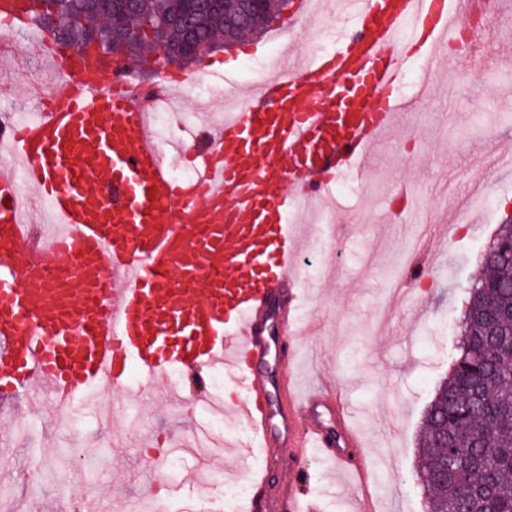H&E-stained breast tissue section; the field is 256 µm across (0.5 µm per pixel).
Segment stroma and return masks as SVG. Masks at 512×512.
Here are the masks:
<instances>
[{
    "mask_svg": "<svg viewBox=\"0 0 512 512\" xmlns=\"http://www.w3.org/2000/svg\"><path fill=\"white\" fill-rule=\"evenodd\" d=\"M300 0H290L269 32L203 54L187 75L212 73L235 86L270 78L281 63L272 34L294 24ZM501 13L487 7L461 60L471 80L452 82L444 94L432 96L419 116L398 117L393 129L368 164L358 190L327 195L322 206L304 217L312 225V249L305 260L311 272L305 289V313L299 330L305 380L324 376L335 382L343 399L364 428L366 452L375 465L380 497L371 499L374 512H427L417 475L418 438L422 416L435 387L449 373L458 324L467 289L480 276L482 259L502 224L512 219V168L496 169L491 180L471 178L473 166L491 161L498 147L512 142V31L500 23ZM496 88L489 119L498 129L490 139L471 119L485 87ZM188 109L172 133L183 146L172 152L177 164L191 163L187 149L196 127L218 123L217 95L208 88H188ZM412 192L411 222L390 220L399 186ZM492 191L484 211H472L471 225H446L448 214L471 206L473 195ZM438 257L421 280L407 287L405 299L389 302L388 284L405 260V249L425 229ZM100 398L86 405L83 432L56 425L49 405L30 412V396L19 393L0 400V434L14 453L0 466V512H14L16 503L37 505L39 512H72V494L96 500L107 496L149 501L152 483L144 474L146 446L157 456L178 457L167 473V499L175 512H224V500L213 494L198 498L202 475L221 467L228 482L243 481L247 463L233 446L245 440L246 429L233 412L224 415L220 444L195 443L212 424L201 404L166 410L148 398L133 403L130 422L102 418ZM79 449L84 463H72L67 449ZM277 471L297 466L305 475L300 496L320 500L323 512H354L362 492L319 460H297L294 449H279ZM45 480L32 485L33 471Z\"/></svg>",
    "mask_w": 512,
    "mask_h": 512,
    "instance_id": "35a3bbf8",
    "label": "stroma"
}]
</instances>
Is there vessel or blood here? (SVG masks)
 I'll return each mask as SVG.
<instances>
[{
    "label": "vessel or blood",
    "instance_id": "1",
    "mask_svg": "<svg viewBox=\"0 0 512 512\" xmlns=\"http://www.w3.org/2000/svg\"><path fill=\"white\" fill-rule=\"evenodd\" d=\"M354 32L253 86L243 109L205 128L195 185L175 183L143 99L119 89L98 57L57 42L35 53L76 75V92L0 130L21 165L0 174V394L42 385L62 408L104 383L132 393L171 371L220 368L240 392L249 448L283 446L332 461L366 483L357 424L328 380L296 381L301 239L291 219L337 179L365 175L375 143L414 110L400 93L429 42L423 84L456 16L447 0H347ZM0 22L28 25L21 0ZM283 477L289 512H318ZM252 500L269 469L252 472Z\"/></svg>",
    "mask_w": 512,
    "mask_h": 512
}]
</instances>
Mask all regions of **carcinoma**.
Returning a JSON list of instances; mask_svg holds the SVG:
<instances>
[{
  "label": "carcinoma",
  "mask_w": 512,
  "mask_h": 512,
  "mask_svg": "<svg viewBox=\"0 0 512 512\" xmlns=\"http://www.w3.org/2000/svg\"><path fill=\"white\" fill-rule=\"evenodd\" d=\"M55 37L88 49L89 21L104 49L150 72L145 48L166 49L163 66L189 64L203 53L248 34L264 32L288 7L268 0L252 23L235 0H216L185 28L173 23L187 0H53ZM194 40L196 51L183 45ZM486 272L468 291L453 357L454 369L436 388L422 422L417 472L428 512H512V253L487 251Z\"/></svg>",
  "instance_id": "obj_1"
}]
</instances>
